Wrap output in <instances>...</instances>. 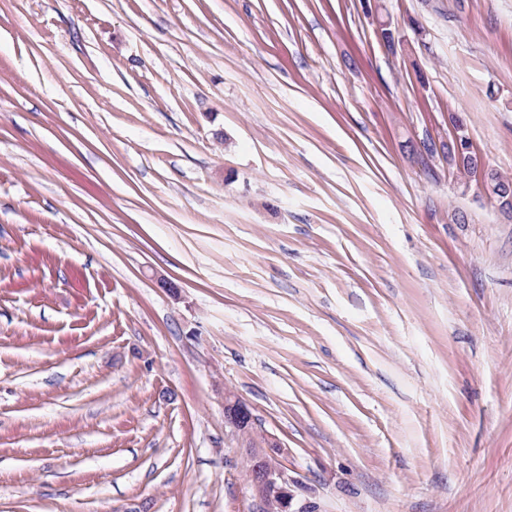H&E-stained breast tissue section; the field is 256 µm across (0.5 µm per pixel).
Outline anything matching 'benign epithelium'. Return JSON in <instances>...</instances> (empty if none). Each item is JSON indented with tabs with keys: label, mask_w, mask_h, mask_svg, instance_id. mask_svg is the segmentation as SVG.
<instances>
[{
	"label": "benign epithelium",
	"mask_w": 512,
	"mask_h": 512,
	"mask_svg": "<svg viewBox=\"0 0 512 512\" xmlns=\"http://www.w3.org/2000/svg\"><path fill=\"white\" fill-rule=\"evenodd\" d=\"M231 431L242 437L248 463V482L252 499L261 512H316V502L306 494L303 482L288 469V448L275 435L249 416L246 425L234 418L225 419Z\"/></svg>",
	"instance_id": "7a95c632"
}]
</instances>
